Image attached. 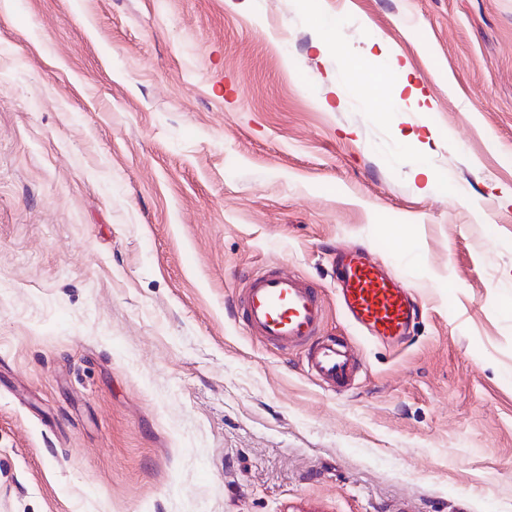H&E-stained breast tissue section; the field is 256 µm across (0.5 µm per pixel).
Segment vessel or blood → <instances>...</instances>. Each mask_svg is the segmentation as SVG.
<instances>
[{"label":"vessel or blood","mask_w":512,"mask_h":512,"mask_svg":"<svg viewBox=\"0 0 512 512\" xmlns=\"http://www.w3.org/2000/svg\"><path fill=\"white\" fill-rule=\"evenodd\" d=\"M336 289L349 321L368 335L401 341L417 317L412 288L360 249L337 252ZM242 319L250 335L281 347L309 346V372L336 386L348 384L356 369L351 346L320 336L323 300L312 284L282 269L253 273L242 291Z\"/></svg>","instance_id":"obj_1"}]
</instances>
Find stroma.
<instances>
[{
    "label": "stroma",
    "mask_w": 512,
    "mask_h": 512,
    "mask_svg": "<svg viewBox=\"0 0 512 512\" xmlns=\"http://www.w3.org/2000/svg\"><path fill=\"white\" fill-rule=\"evenodd\" d=\"M266 267L352 386L239 322ZM508 297L512 0H0V512H512ZM338 299L345 315L368 335L402 341L417 317L412 288L360 249L336 253Z\"/></svg>",
    "instance_id": "35a3bbf8"
}]
</instances>
